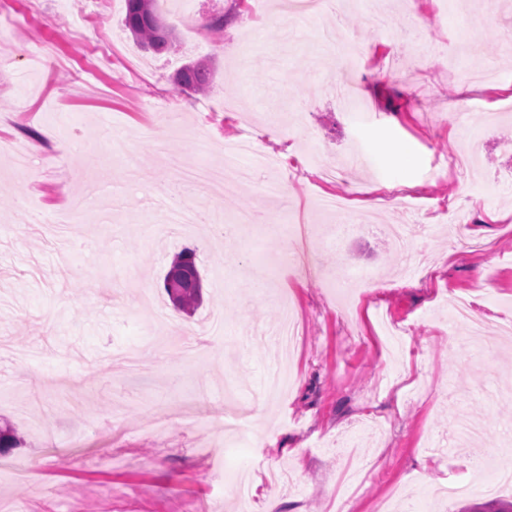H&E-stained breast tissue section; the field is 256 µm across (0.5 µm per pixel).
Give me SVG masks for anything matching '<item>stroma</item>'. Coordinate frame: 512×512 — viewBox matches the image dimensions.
<instances>
[{"label":"stroma","mask_w":512,"mask_h":512,"mask_svg":"<svg viewBox=\"0 0 512 512\" xmlns=\"http://www.w3.org/2000/svg\"><path fill=\"white\" fill-rule=\"evenodd\" d=\"M86 0H0V138L28 149L26 172L0 154V424L22 444L0 453V512H239L228 486L244 479L249 512L267 499L279 512H460L488 502L485 449L512 450V161L497 150L512 135V0H476L482 24L463 25L468 0H416L414 38L403 27L369 26L367 0H341L300 26L277 0L251 14L249 0H158L176 52L142 49L125 30V0L103 5L121 56L93 55L81 25ZM224 14L220 37L203 26ZM364 45L348 71L313 43L315 29ZM44 46L43 69L28 55ZM208 59L209 91L173 83L184 63ZM495 68L498 81L464 87L456 71ZM354 84L367 114L357 125L333 80ZM166 106V118L142 109ZM258 125L261 150L281 159L284 199L259 182H229L216 201L187 188L188 203L231 221L259 209L256 228L232 240L200 224L170 230L154 196L176 183L169 157L206 165L225 140ZM127 139L140 177L107 156L110 136ZM481 145L466 170L470 232L490 254L451 253L448 213L462 206L450 175L464 139ZM372 156L317 187L315 154L340 163L354 148ZM402 170L419 195L407 209L362 194L388 191ZM352 199L362 218L326 245L342 212L321 213L315 193ZM66 215L47 237L22 222L26 209ZM429 224L415 236L425 278L399 279L401 247L386 229ZM315 254L308 275L265 265L282 247ZM193 251L204 303L178 310L163 288L174 257ZM493 265L495 283L477 294L485 342L448 310ZM371 274L378 289L355 299L337 272ZM298 325L292 354L252 328H274L283 307ZM177 326L149 346L156 309ZM224 315L223 338L187 363V339L203 338L206 317ZM118 349L140 354L141 370L119 373ZM467 478L468 494L444 504L435 489Z\"/></svg>","instance_id":"obj_1"}]
</instances>
